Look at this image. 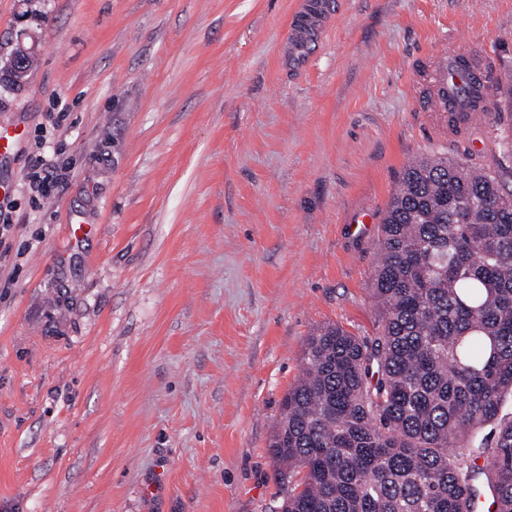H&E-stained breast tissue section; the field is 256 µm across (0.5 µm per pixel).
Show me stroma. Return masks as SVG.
Instances as JSON below:
<instances>
[{
  "label": "stroma",
  "mask_w": 512,
  "mask_h": 512,
  "mask_svg": "<svg viewBox=\"0 0 512 512\" xmlns=\"http://www.w3.org/2000/svg\"><path fill=\"white\" fill-rule=\"evenodd\" d=\"M288 72L297 0H0V512H267V443L305 340L374 335L377 230L438 150L494 164L512 122L461 139L420 111L441 53L512 82V0H327ZM71 164L42 206L39 150ZM82 224L79 237L72 224ZM31 51L19 44L12 53L8 63L0 67V84L4 82L24 85L30 71Z\"/></svg>",
  "instance_id": "stroma-1"
}]
</instances>
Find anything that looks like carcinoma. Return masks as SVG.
Listing matches in <instances>:
<instances>
[{"label": "carcinoma", "instance_id": "cac0c4a2", "mask_svg": "<svg viewBox=\"0 0 512 512\" xmlns=\"http://www.w3.org/2000/svg\"><path fill=\"white\" fill-rule=\"evenodd\" d=\"M512 148L432 153L379 225L378 327L316 325L269 440L271 512H512ZM483 464H478V461Z\"/></svg>", "mask_w": 512, "mask_h": 512}]
</instances>
